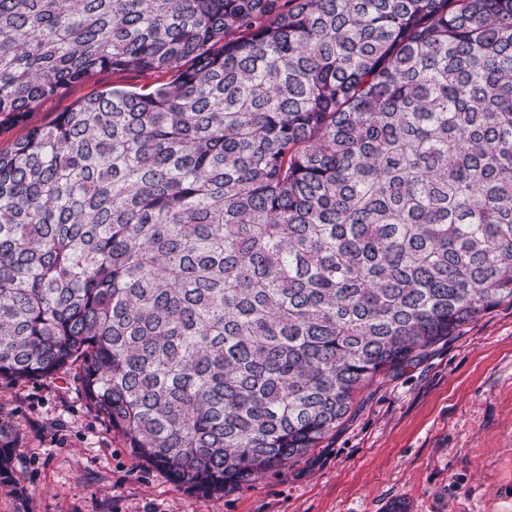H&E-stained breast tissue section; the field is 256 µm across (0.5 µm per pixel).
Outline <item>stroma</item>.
<instances>
[{"label":"stroma","mask_w":512,"mask_h":512,"mask_svg":"<svg viewBox=\"0 0 512 512\" xmlns=\"http://www.w3.org/2000/svg\"><path fill=\"white\" fill-rule=\"evenodd\" d=\"M171 79L97 72L1 129L0 149L77 101ZM0 421L18 432L0 512H512V305L377 376L319 448L221 496L137 460L86 403L78 370L0 378Z\"/></svg>","instance_id":"obj_1"}]
</instances>
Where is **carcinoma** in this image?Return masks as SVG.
I'll return each instance as SVG.
<instances>
[{
  "label": "carcinoma",
  "mask_w": 512,
  "mask_h": 512,
  "mask_svg": "<svg viewBox=\"0 0 512 512\" xmlns=\"http://www.w3.org/2000/svg\"><path fill=\"white\" fill-rule=\"evenodd\" d=\"M0 376L76 365L222 495L512 305V0H0ZM15 433L0 423V481ZM169 72H115L100 71L92 77L68 86L58 95L41 100L28 113L26 121L0 132V149H8L15 141L24 137L32 126L49 125L58 112H67L77 101L95 96L112 88L139 90L141 86H151L170 82Z\"/></svg>",
  "instance_id": "obj_1"
}]
</instances>
